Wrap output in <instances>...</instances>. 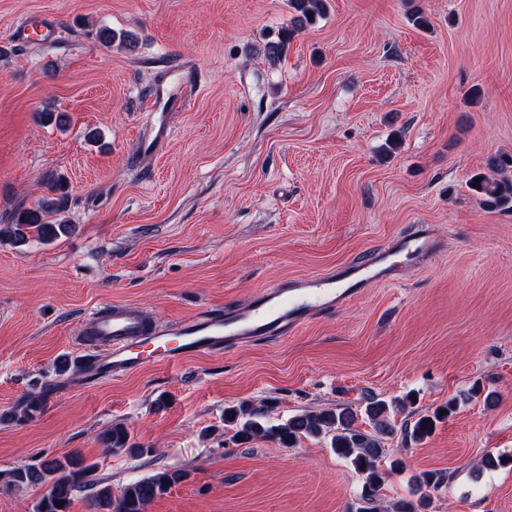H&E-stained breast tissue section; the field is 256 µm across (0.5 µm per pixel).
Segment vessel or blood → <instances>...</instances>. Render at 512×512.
<instances>
[{
	"instance_id": "1",
	"label": "vessel or blood",
	"mask_w": 512,
	"mask_h": 512,
	"mask_svg": "<svg viewBox=\"0 0 512 512\" xmlns=\"http://www.w3.org/2000/svg\"><path fill=\"white\" fill-rule=\"evenodd\" d=\"M56 34V23L41 19L12 30L7 42H51ZM437 247L422 227L367 259L343 264L333 274L309 277L289 288L266 289L247 303L210 310L171 326L152 324L134 306H112L89 317L78 330L79 335L95 337L99 346L86 375L119 378L151 363L179 364L240 344L291 335L315 314L340 307L372 284L393 280L394 255L425 258Z\"/></svg>"
}]
</instances>
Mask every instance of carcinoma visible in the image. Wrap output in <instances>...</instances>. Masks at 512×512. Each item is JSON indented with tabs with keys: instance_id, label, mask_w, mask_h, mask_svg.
<instances>
[{
	"instance_id": "obj_1",
	"label": "carcinoma",
	"mask_w": 512,
	"mask_h": 512,
	"mask_svg": "<svg viewBox=\"0 0 512 512\" xmlns=\"http://www.w3.org/2000/svg\"><path fill=\"white\" fill-rule=\"evenodd\" d=\"M291 10V26L278 38L265 45V57L275 63L288 53L294 33L303 29L326 14V0H288ZM489 168L500 175L498 179L480 177L474 185L482 197V203L489 209L512 208V158L494 155L488 160ZM46 194L37 207L18 211L13 223L0 230V234L16 244L25 245L30 241L51 242L73 230L61 214L68 205L66 181L54 175L43 180ZM43 395H31L20 405L16 420L23 422L33 417L43 406ZM411 402L401 399L389 403L383 399H367L363 409L355 410L348 404H341L322 411H306L296 414L282 424L269 425L265 422V410L252 404H241L225 409L224 422L235 427L233 440L238 444L250 442L258 437L278 441L286 448H292L303 438L330 437V448L340 458L348 461L354 470L363 476L361 500L367 504L363 512H373L372 503L377 501L385 488L387 476L394 470L405 468L404 459H393L385 469L382 460L386 457V440L401 436V443H421L456 412L453 400L436 407L408 412L402 423L391 421L390 410L407 412ZM364 415L368 429L356 425L358 415ZM104 447L115 453L126 452L142 455L149 452L131 442L128 430L114 425L100 433ZM97 464L86 463L80 454L72 453L63 458L43 460L14 468L4 475L9 487L40 486L43 488L38 503V512H69L74 494L92 482V473ZM188 478L181 471H159L126 485L119 494L112 493L108 485H98L92 507L98 512H144L155 498L164 495L173 485ZM446 484L445 476L435 471H424L412 478V498L399 499L392 504L393 512H422L431 498L430 491Z\"/></svg>"
}]
</instances>
